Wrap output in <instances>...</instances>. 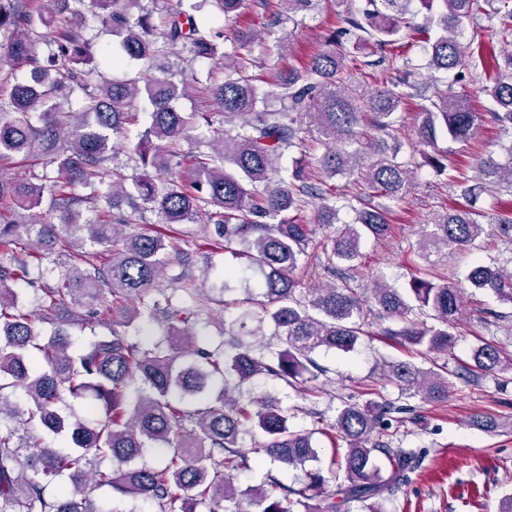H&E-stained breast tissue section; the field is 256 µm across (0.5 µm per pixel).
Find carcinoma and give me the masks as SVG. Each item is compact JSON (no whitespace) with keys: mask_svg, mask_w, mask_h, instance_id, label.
<instances>
[{"mask_svg":"<svg viewBox=\"0 0 512 512\" xmlns=\"http://www.w3.org/2000/svg\"><path fill=\"white\" fill-rule=\"evenodd\" d=\"M417 1L427 9L420 22ZM143 2L0 0V72L28 73L21 82H0V161L36 155L54 166L37 184L0 174V205L12 211L0 222V512H122L96 498L104 487L114 501L149 502L155 512H345L353 502L384 512L383 501L411 483L423 455L392 446L393 423L402 414L421 418L415 399L448 400L447 367L383 362L381 375L403 403L379 402L371 389L361 403L344 402L330 429L346 450L331 457L326 471L316 466V430L291 429L277 399L244 401L243 387L258 377L289 385L318 379L324 368L315 354L353 350L370 326L369 302L378 317L402 321L381 334L408 349L431 355L455 344L464 297L456 282L415 276L403 292L378 277L365 297L350 286V272L361 265L364 238L391 233L386 207L370 200L400 201L411 181V162L398 161L403 143L393 134L407 102L422 100L415 135L432 149L420 153L423 163L437 171L445 167L439 137L466 143L476 134L479 113L454 84L473 55L463 25L481 0H366L361 12L351 10L353 0H339L345 9L325 47L268 89L252 73V51L224 53V80L206 89L226 124L212 138L200 132L212 124L209 113L177 108L188 89L175 81L174 65L143 82L105 81L89 66L90 42L78 20L85 4L112 33L102 53L116 65L128 59L150 69L162 59L181 60L186 50L216 57L224 33L199 22L197 5H179L156 21ZM211 2L227 21L245 4ZM320 2L277 0L273 27L243 42L283 52L288 38L275 27L297 22ZM40 24L49 28L42 60L32 51ZM416 44L430 70L452 76L430 97L410 80L407 65L386 55ZM368 48L382 52L380 60L364 62L380 67L381 87L362 93L349 84L348 63ZM485 57L496 74L476 92L491 101L489 118L512 131V73L500 72L495 54ZM75 93L82 111L64 110L62 98ZM142 113L147 125L127 156L141 173L130 179L109 167L112 136L138 124ZM307 140L324 147L315 172L297 169L291 182L273 183L285 152ZM183 142L194 150L182 152ZM187 157V177L161 179ZM473 169V183L462 189L466 204L422 230L414 254L423 262L470 250L485 234L475 202L505 183L512 187V163L478 155ZM338 175L354 177L359 191L329 188L327 180ZM45 201L55 219H26L23 212ZM313 201L319 224L339 222L346 208L355 219L320 244L340 283L305 293L295 271L309 257L312 229L300 214ZM148 211L169 227L206 222V244H222L246 262L218 271V288H200L183 275L162 284L164 269L176 261L167 238L123 232L146 223ZM491 230L512 247V209ZM48 276L52 287L42 283ZM467 281L512 306V269L476 264ZM21 282L35 293L29 312L18 308ZM237 286L248 295L258 290L265 301L241 310L240 301L221 298ZM416 310L433 323L414 318ZM216 319L230 339L216 346L198 340ZM269 327L283 337V349L256 348ZM76 328L90 335L81 339ZM472 360L453 375L474 382L512 371V355L494 345L478 347ZM78 398L93 403L84 416L71 412ZM472 423L512 432V416L479 415ZM244 435L261 439L244 448ZM47 438L65 448L46 445ZM157 448L164 456L150 465L145 457ZM266 459L285 471L305 470V481L288 484L269 474L259 485L236 484V473ZM309 463L315 467L306 469Z\"/></svg>","mask_w":512,"mask_h":512,"instance_id":"carcinoma-1","label":"carcinoma"}]
</instances>
